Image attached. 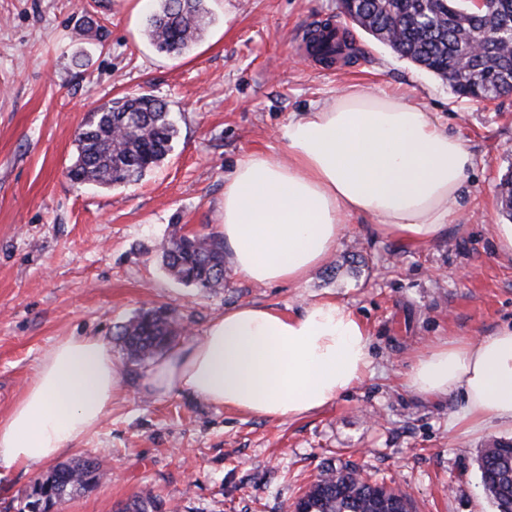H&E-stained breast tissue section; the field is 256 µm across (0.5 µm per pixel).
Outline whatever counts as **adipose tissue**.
<instances>
[{
	"label": "adipose tissue",
	"mask_w": 512,
	"mask_h": 512,
	"mask_svg": "<svg viewBox=\"0 0 512 512\" xmlns=\"http://www.w3.org/2000/svg\"><path fill=\"white\" fill-rule=\"evenodd\" d=\"M287 159L240 158L224 186V242L237 272L260 284L305 280L338 246L344 222L364 218L419 247L456 216L473 166L465 144L430 113L359 88L293 115L280 130ZM365 322L343 302L299 311L240 304L213 318L200 341L172 349L145 376L151 394L186 391L268 419L318 412L372 365ZM121 371L95 336H71L40 361L24 396L0 418V461L58 457L99 423ZM403 386L425 398L461 393L454 428L512 430V325L477 340L437 339L416 355Z\"/></svg>",
	"instance_id": "obj_1"
}]
</instances>
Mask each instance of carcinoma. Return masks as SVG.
<instances>
[{
    "mask_svg": "<svg viewBox=\"0 0 512 512\" xmlns=\"http://www.w3.org/2000/svg\"><path fill=\"white\" fill-rule=\"evenodd\" d=\"M352 23L390 46L401 57L439 76L461 98L494 101L512 85V0H339ZM212 21L205 0H159L146 30L155 50L180 55ZM177 129L167 104L149 95L111 100L89 114L76 137L68 169L78 184L102 188L138 182L166 159ZM499 214L512 222V162L498 185ZM162 261L176 280L199 288L224 284V238L173 228L161 246ZM181 331L177 317L160 309L144 312L118 327L129 358L152 355ZM486 495L495 512H512V441L492 440L479 457ZM103 478L98 461L75 458L36 481L28 512H51L59 501L94 488ZM292 512H411L407 495L370 483L357 471L322 470ZM118 512H163L150 491L124 503Z\"/></svg>",
    "mask_w": 512,
    "mask_h": 512,
    "instance_id": "cac0c4a2",
    "label": "carcinoma"
}]
</instances>
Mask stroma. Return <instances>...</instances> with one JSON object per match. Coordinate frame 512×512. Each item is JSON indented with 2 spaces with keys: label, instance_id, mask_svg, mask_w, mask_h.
<instances>
[{
  "label": "stroma",
  "instance_id": "35a3bbf8",
  "mask_svg": "<svg viewBox=\"0 0 512 512\" xmlns=\"http://www.w3.org/2000/svg\"><path fill=\"white\" fill-rule=\"evenodd\" d=\"M213 21L189 51L156 52L145 34L156 0H0V418L43 356L71 336L112 349L123 382L96 429L62 454L97 460L92 490L52 512H116L144 490L165 512H282L321 470L355 468L407 493L416 512H494L476 463L512 432L449 425L462 397L423 399L401 384L410 358L440 337L488 336L512 323V242L496 226L497 184L512 163V96L457 97L349 20L338 0H208ZM352 42L330 64L295 49L317 19ZM357 85L434 113L474 157L454 223L416 248L349 221L335 252L300 284L262 285L227 268L202 289L166 273L173 227L219 232L224 184L250 152L285 154L292 113ZM164 100L177 128L167 158L138 183L100 189L67 176L74 138L99 105L128 94ZM324 296L371 333L362 383L320 412L268 420L185 392L146 393L149 363L129 362L117 325L163 307L200 339L228 307L293 312ZM53 467L0 466V512H22Z\"/></svg>",
  "mask_w": 512,
  "mask_h": 512
}]
</instances>
